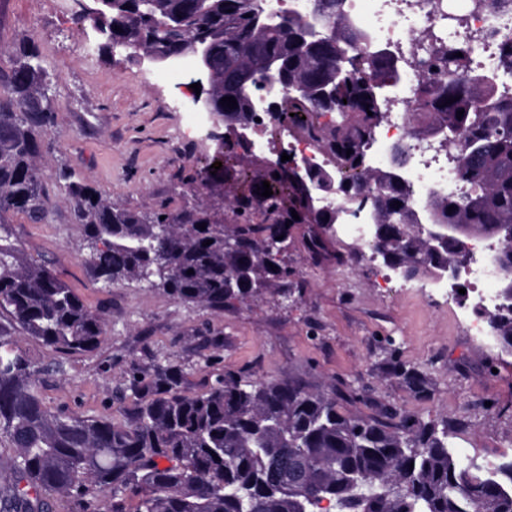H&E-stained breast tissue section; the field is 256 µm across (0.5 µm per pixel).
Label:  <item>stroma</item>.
I'll return each instance as SVG.
<instances>
[{
  "label": "stroma",
  "instance_id": "stroma-1",
  "mask_svg": "<svg viewBox=\"0 0 512 512\" xmlns=\"http://www.w3.org/2000/svg\"><path fill=\"white\" fill-rule=\"evenodd\" d=\"M33 44L54 77L50 147L39 160L55 204L49 221L10 214L0 233L21 240L106 319L94 352L57 358L39 342L15 344L43 367L41 397L74 417L117 413L112 392L131 362L169 358L184 364L186 391H205L228 373L248 379L296 377L324 389L368 383L377 399L414 420L451 423L448 441L464 459L494 466L512 458V356L466 336L457 300L430 293L423 278L379 283V261L327 231L331 258L314 261L293 233L282 290H268L221 310L187 305L136 282L98 280L81 248V229L55 174L68 168L101 195L133 211L180 209L212 156L202 127H187L186 95L170 69L115 55L82 0H0V71L21 43ZM428 370L429 399L387 377L386 351ZM62 372H55V363Z\"/></svg>",
  "mask_w": 512,
  "mask_h": 512
}]
</instances>
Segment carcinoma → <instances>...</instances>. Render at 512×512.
I'll return each mask as SVG.
<instances>
[{
	"label": "carcinoma",
	"instance_id": "cac0c4a2",
	"mask_svg": "<svg viewBox=\"0 0 512 512\" xmlns=\"http://www.w3.org/2000/svg\"><path fill=\"white\" fill-rule=\"evenodd\" d=\"M345 2L314 0L328 31L313 46L300 41L299 14L290 10L288 23H272L261 15L260 0H101L99 9L108 50L114 44L130 54L165 51L178 47L177 28L207 31V94L234 125L249 126L253 116L241 81L268 66L290 83L336 88V99L318 106L290 94L279 111L328 147L341 170L360 177L344 184L345 195L358 205L359 194H368L382 262L404 279H436L444 267L466 261V240H496L503 278L499 306L487 319L501 351L512 355V32L502 35L503 67L496 72L471 69L479 44H454L441 77L416 83L417 133L456 152L466 186L431 202L428 223L453 228L435 244L410 206L413 188L399 169L406 149L395 151L394 169L366 162L389 101L372 92L380 86L394 92L403 75L374 54ZM49 82L34 46L19 47L11 70L0 76V216L22 214L33 224L54 211L37 164L54 126L52 100L43 94ZM224 97L235 98L237 107L220 103ZM482 97L490 102L484 111L475 106ZM450 98L455 102L446 103ZM311 112L336 113V127L301 119ZM221 163L214 175L203 171L192 190L224 193L228 206L242 212L230 227L203 203L176 213L131 211L61 171L82 246L96 244L89 262L97 278L145 283L212 310L279 286L289 270L269 249L277 228L253 213L251 195L262 183L230 157ZM265 180L273 191L264 198L267 211L289 218L294 210L302 220L314 215L316 206L286 168L267 172ZM337 220L333 213L308 227L303 242L315 260L330 256L322 225ZM16 334L60 357L89 353L104 341L105 318L6 234L0 235V442L10 452L0 459V512H50L47 492L67 498L71 512H512V460L491 468L463 462L448 443V422L413 423L367 386L341 383L323 391L294 378L227 375L195 394L183 389L182 365L153 358L132 363L116 393L130 401L122 421L76 418L43 404L41 370L13 346ZM385 369L413 396L431 395L429 372L393 355Z\"/></svg>",
	"mask_w": 512,
	"mask_h": 512
}]
</instances>
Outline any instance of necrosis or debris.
I'll use <instances>...</instances> for the list:
<instances>
[{
	"label": "necrosis or debris",
	"instance_id": "4bbe7bcc",
	"mask_svg": "<svg viewBox=\"0 0 512 512\" xmlns=\"http://www.w3.org/2000/svg\"><path fill=\"white\" fill-rule=\"evenodd\" d=\"M347 9L371 44L388 49L403 71L399 91L391 98L368 147L372 164L390 168L395 147H408L412 161L405 177L413 187L412 208L434 198L459 191L457 162L453 152L433 136L416 135L419 116L410 109L412 91L421 78L432 77L431 64L445 57L448 46L462 39H478L479 53L472 65L489 72L500 68V36L512 31V0H347ZM472 261L460 278L469 286L472 304L461 305L466 334L493 342L486 318L498 305L499 275L482 258L481 247L470 245Z\"/></svg>",
	"mask_w": 512,
	"mask_h": 512
}]
</instances>
